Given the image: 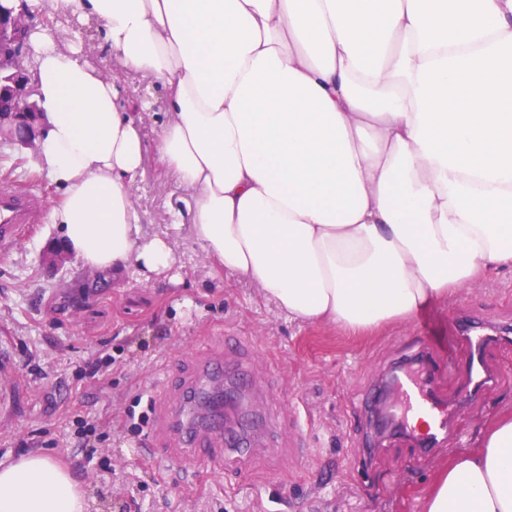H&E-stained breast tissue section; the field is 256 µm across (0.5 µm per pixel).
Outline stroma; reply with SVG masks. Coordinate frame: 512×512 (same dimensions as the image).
Wrapping results in <instances>:
<instances>
[{
    "label": "stroma",
    "mask_w": 512,
    "mask_h": 512,
    "mask_svg": "<svg viewBox=\"0 0 512 512\" xmlns=\"http://www.w3.org/2000/svg\"><path fill=\"white\" fill-rule=\"evenodd\" d=\"M130 189L146 234L174 239L173 281L94 273L78 259L48 269L43 249L58 229L34 235L0 256V346L13 359L15 380L0 388V461L46 451L81 483L87 512H424L438 470L480 448L487 427L512 415V382L461 395L448 374L458 355L460 317L494 325L512 337V271L490 270L448 300L428 303L403 323L353 335L331 324L291 321L258 288L216 267L192 242L173 211L189 199L154 155ZM54 203L57 190L36 157L0 143V182ZM241 337L264 356L259 393L227 414L257 451L246 466L217 473L200 465L186 482L162 474L137 448L144 435L125 424L139 397L159 385L168 364L192 369L202 345L223 334ZM112 371L92 379L87 364L103 355ZM420 364L448 406L454 439L421 450L409 432L376 433L371 412L388 374ZM306 418L310 456L288 454L287 422L261 431L245 422L263 401ZM97 422L95 449L66 442L68 421Z\"/></svg>",
    "instance_id": "obj_1"
}]
</instances>
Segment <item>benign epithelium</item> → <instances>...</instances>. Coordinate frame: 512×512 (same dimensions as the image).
I'll use <instances>...</instances> for the list:
<instances>
[{"mask_svg":"<svg viewBox=\"0 0 512 512\" xmlns=\"http://www.w3.org/2000/svg\"><path fill=\"white\" fill-rule=\"evenodd\" d=\"M34 19L35 14L25 7L0 14V76L8 77L10 84V91L0 97V138L36 156L41 138V109L32 100L35 86L25 67Z\"/></svg>","mask_w":512,"mask_h":512,"instance_id":"benign-epithelium-1","label":"benign epithelium"}]
</instances>
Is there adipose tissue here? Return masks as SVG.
<instances>
[{"mask_svg": "<svg viewBox=\"0 0 512 512\" xmlns=\"http://www.w3.org/2000/svg\"><path fill=\"white\" fill-rule=\"evenodd\" d=\"M165 89L151 139L81 48L35 28L48 213L85 267L166 276L129 189L146 153L225 272L289 320L360 334L512 269V0H53ZM46 453L0 465V512H85ZM424 512H512V420L455 459Z\"/></svg>", "mask_w": 512, "mask_h": 512, "instance_id": "ef3b65f1", "label": "adipose tissue"}]
</instances>
